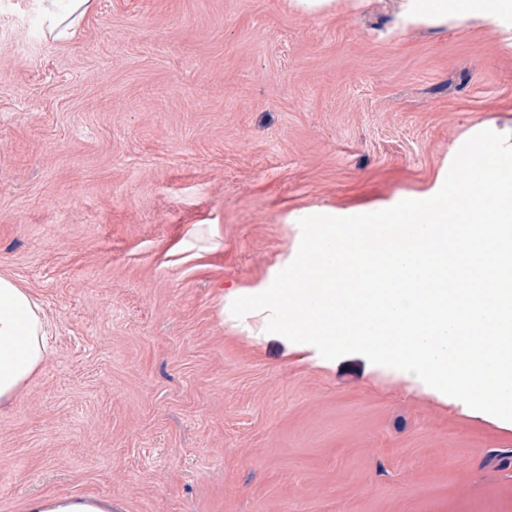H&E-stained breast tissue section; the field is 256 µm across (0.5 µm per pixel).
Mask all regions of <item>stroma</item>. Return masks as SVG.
Returning a JSON list of instances; mask_svg holds the SVG:
<instances>
[{
    "label": "stroma",
    "instance_id": "35a3bbf8",
    "mask_svg": "<svg viewBox=\"0 0 512 512\" xmlns=\"http://www.w3.org/2000/svg\"><path fill=\"white\" fill-rule=\"evenodd\" d=\"M0 0V274L47 356L0 406V512H512V422L220 304L270 286L299 219L430 188L512 136V48L290 0ZM90 7L89 0H68L66 9L63 12L53 9L49 14L50 34L55 33V38L57 39L73 35L75 27ZM26 512H112V503L95 497L44 495L31 498Z\"/></svg>",
    "mask_w": 512,
    "mask_h": 512
}]
</instances>
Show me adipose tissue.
Masks as SVG:
<instances>
[{
  "instance_id": "adipose-tissue-1",
  "label": "adipose tissue",
  "mask_w": 512,
  "mask_h": 512,
  "mask_svg": "<svg viewBox=\"0 0 512 512\" xmlns=\"http://www.w3.org/2000/svg\"><path fill=\"white\" fill-rule=\"evenodd\" d=\"M397 30L417 25L480 21L505 29L512 0H397ZM41 307L10 277L0 275V405L10 403L44 361L46 334ZM26 512H112L110 501L86 496L44 495L31 498Z\"/></svg>"
}]
</instances>
